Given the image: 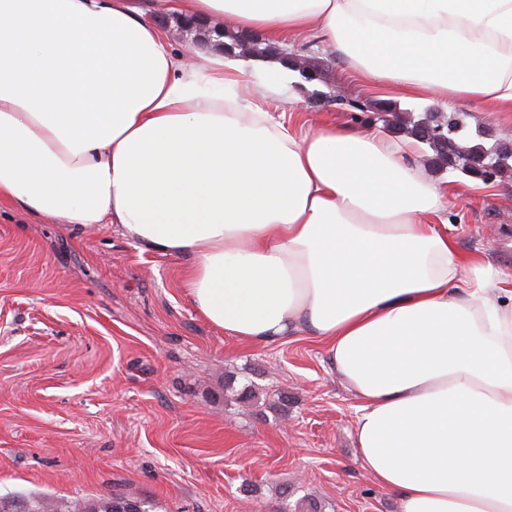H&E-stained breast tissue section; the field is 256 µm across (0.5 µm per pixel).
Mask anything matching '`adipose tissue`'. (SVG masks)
Returning a JSON list of instances; mask_svg holds the SVG:
<instances>
[{"instance_id":"1","label":"adipose tissue","mask_w":512,"mask_h":512,"mask_svg":"<svg viewBox=\"0 0 512 512\" xmlns=\"http://www.w3.org/2000/svg\"><path fill=\"white\" fill-rule=\"evenodd\" d=\"M161 0H0V202L189 256L232 339L307 332L359 400L400 512H512V278L462 254L414 140L256 109L280 62L172 51ZM281 45L316 35L395 98L512 112V0H173Z\"/></svg>"}]
</instances>
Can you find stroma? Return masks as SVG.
I'll list each match as a JSON object with an SVG mask.
<instances>
[{
  "mask_svg": "<svg viewBox=\"0 0 512 512\" xmlns=\"http://www.w3.org/2000/svg\"><path fill=\"white\" fill-rule=\"evenodd\" d=\"M294 51L324 59L323 81L255 99L261 111L342 124L353 85L387 99L314 37ZM455 111L488 143L512 142V112ZM430 178L454 191L459 249L511 276L512 178ZM190 263L110 224L82 230L0 205V502L136 493L156 512H399L360 466L358 401L323 344L225 337L182 287Z\"/></svg>",
  "mask_w": 512,
  "mask_h": 512,
  "instance_id": "stroma-1",
  "label": "stroma"
}]
</instances>
